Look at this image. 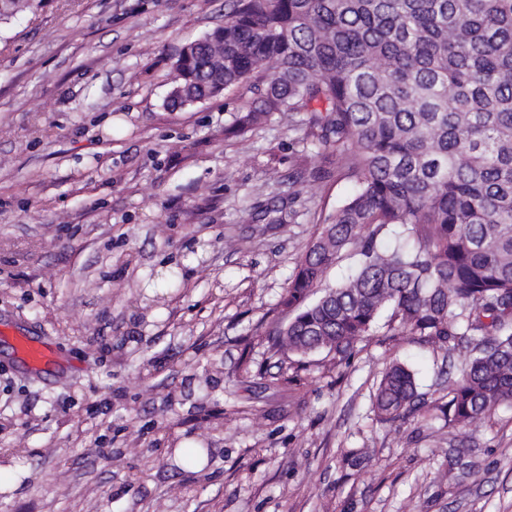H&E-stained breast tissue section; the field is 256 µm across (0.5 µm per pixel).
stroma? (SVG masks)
<instances>
[{"label": "stroma", "instance_id": "35a3bbf8", "mask_svg": "<svg viewBox=\"0 0 512 512\" xmlns=\"http://www.w3.org/2000/svg\"><path fill=\"white\" fill-rule=\"evenodd\" d=\"M226 0H42L0 23V512H512V404L381 423L392 361L427 399L467 359L379 325L350 357L273 353L320 220L352 192L300 112L224 128L246 89L166 106ZM476 466L448 480V451ZM197 456L187 465L189 456ZM12 350L14 359L29 370L38 371L44 365L54 361L55 351L49 345L15 329L0 323V344Z\"/></svg>", "mask_w": 512, "mask_h": 512}]
</instances>
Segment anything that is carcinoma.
I'll return each mask as SVG.
<instances>
[{
	"mask_svg": "<svg viewBox=\"0 0 512 512\" xmlns=\"http://www.w3.org/2000/svg\"><path fill=\"white\" fill-rule=\"evenodd\" d=\"M37 6L4 0L0 18ZM172 69L200 102L248 89L228 134L308 113L312 148L354 184L305 251L270 349L349 356L389 310L394 335L468 352L434 404L448 422L512 402V0H229L224 26ZM348 253L356 271L321 287ZM426 404L399 362L373 393L382 423ZM473 467L448 454L449 479Z\"/></svg>",
	"mask_w": 512,
	"mask_h": 512,
	"instance_id": "carcinoma-1",
	"label": "carcinoma"
}]
</instances>
